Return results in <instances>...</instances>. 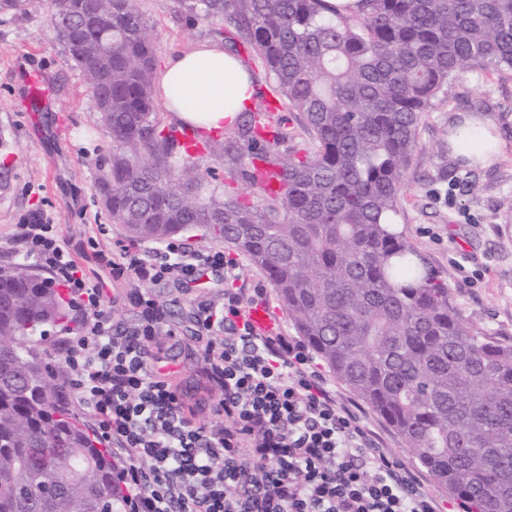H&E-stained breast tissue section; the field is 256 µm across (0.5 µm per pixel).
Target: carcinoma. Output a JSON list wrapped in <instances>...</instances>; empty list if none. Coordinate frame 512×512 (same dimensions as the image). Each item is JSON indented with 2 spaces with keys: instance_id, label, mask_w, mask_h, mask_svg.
Instances as JSON below:
<instances>
[{
  "instance_id": "cac0c4a2",
  "label": "carcinoma",
  "mask_w": 512,
  "mask_h": 512,
  "mask_svg": "<svg viewBox=\"0 0 512 512\" xmlns=\"http://www.w3.org/2000/svg\"><path fill=\"white\" fill-rule=\"evenodd\" d=\"M141 0H53L112 155L98 188L132 239L193 230L262 271L297 333L406 442L466 512H512V342L478 332L421 254L390 229L422 112L457 71L512 74V0H176L222 23L261 64L271 98L206 139L224 173L251 160L284 189L225 195L155 112V48ZM298 115L299 130L279 112ZM458 146L485 140L455 130ZM288 142V150L280 151ZM70 305L32 265L0 261V512H117L112 454L62 401L66 370L41 356Z\"/></svg>"
}]
</instances>
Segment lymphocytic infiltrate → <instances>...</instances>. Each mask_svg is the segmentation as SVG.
Wrapping results in <instances>:
<instances>
[{
	"instance_id": "f902f5d3",
	"label": "lymphocytic infiltrate",
	"mask_w": 512,
	"mask_h": 512,
	"mask_svg": "<svg viewBox=\"0 0 512 512\" xmlns=\"http://www.w3.org/2000/svg\"><path fill=\"white\" fill-rule=\"evenodd\" d=\"M18 241L79 312L78 332L60 343L65 391L112 445L118 512H440L412 471L337 402L295 337L255 328L239 289L193 311L210 403L191 406L177 378L158 370L179 332L145 285L208 268L236 279L223 251L90 239L97 263L130 285L139 319L123 326L57 225L32 215Z\"/></svg>"
}]
</instances>
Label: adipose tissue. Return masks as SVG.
I'll list each match as a JSON object with an SVG mask.
<instances>
[{
	"label": "adipose tissue",
	"instance_id": "ef3b65f1",
	"mask_svg": "<svg viewBox=\"0 0 512 512\" xmlns=\"http://www.w3.org/2000/svg\"><path fill=\"white\" fill-rule=\"evenodd\" d=\"M155 91L176 121L204 129L223 127L248 108L255 87L240 60L223 43H205L168 57Z\"/></svg>",
	"mask_w": 512,
	"mask_h": 512
}]
</instances>
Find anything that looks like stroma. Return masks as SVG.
I'll use <instances>...</instances> for the list:
<instances>
[{"mask_svg":"<svg viewBox=\"0 0 512 512\" xmlns=\"http://www.w3.org/2000/svg\"><path fill=\"white\" fill-rule=\"evenodd\" d=\"M155 41V61L216 37V27L188 21L175 0H141ZM50 0H30L26 10L0 15V256L19 255L18 226L38 213L59 225L70 248L85 245L99 230L112 241H127L112 223L97 188L94 161L112 153V140L98 120L82 73L74 66L53 28ZM493 116L502 141L497 159L467 167L448 150V127L464 115ZM397 229L447 284L464 318L478 331L512 341V77L493 67L458 72L445 96L424 112L417 147L405 173ZM237 288H262L267 309L280 330L294 334L287 310L265 275L232 248ZM87 274L105 288L104 308L114 321L137 322L126 300V285L113 282L92 257L81 261ZM223 271L197 279L150 287L170 310L173 324L184 325L195 302L225 289ZM311 364L337 399L347 404L383 447L389 448L436 498L441 512H461L458 500L440 487L404 440L366 404L351 394L319 359ZM161 372H174L192 399L209 401L197 347L191 340L170 342Z\"/></svg>","mask_w":512,"mask_h":512,"instance_id":"35a3bbf8","label":"stroma"}]
</instances>
